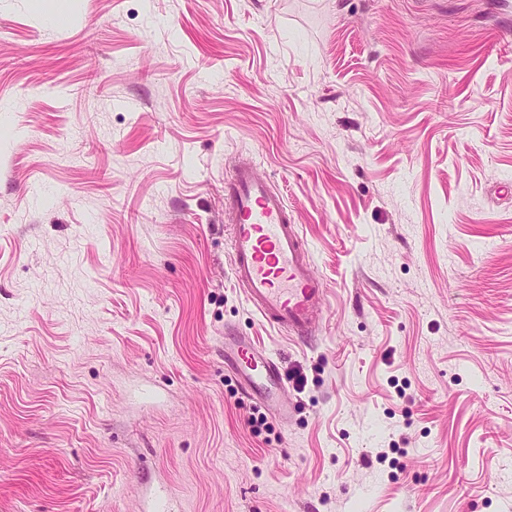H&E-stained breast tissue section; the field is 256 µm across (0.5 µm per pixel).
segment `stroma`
I'll use <instances>...</instances> for the list:
<instances>
[{"instance_id":"stroma-1","label":"stroma","mask_w":512,"mask_h":512,"mask_svg":"<svg viewBox=\"0 0 512 512\" xmlns=\"http://www.w3.org/2000/svg\"><path fill=\"white\" fill-rule=\"evenodd\" d=\"M284 194L311 339L231 275ZM251 339L287 421L238 382ZM512 512V0H0V512ZM231 273L246 301L270 325L297 338L316 330L327 289L283 195L252 162L237 161L224 182Z\"/></svg>"}]
</instances>
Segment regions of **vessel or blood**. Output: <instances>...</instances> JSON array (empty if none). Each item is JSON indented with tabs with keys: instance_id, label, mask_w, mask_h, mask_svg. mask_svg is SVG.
<instances>
[{
	"instance_id": "1",
	"label": "vessel or blood",
	"mask_w": 512,
	"mask_h": 512,
	"mask_svg": "<svg viewBox=\"0 0 512 512\" xmlns=\"http://www.w3.org/2000/svg\"><path fill=\"white\" fill-rule=\"evenodd\" d=\"M224 212L231 232V273L246 301L273 327L298 338L312 335L327 290L283 195L253 163L238 161L224 183ZM233 353L253 398L286 417L287 380L273 358L241 338L234 339Z\"/></svg>"
}]
</instances>
